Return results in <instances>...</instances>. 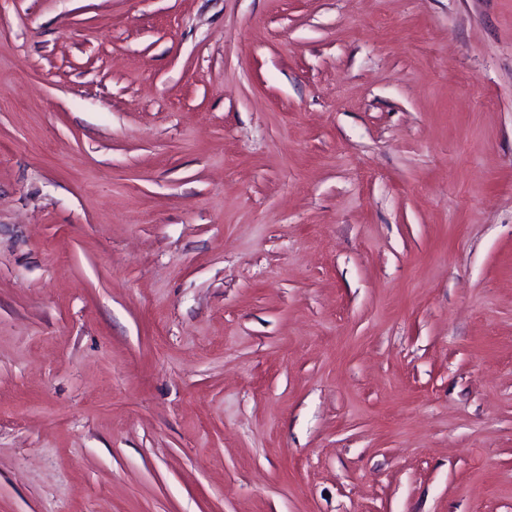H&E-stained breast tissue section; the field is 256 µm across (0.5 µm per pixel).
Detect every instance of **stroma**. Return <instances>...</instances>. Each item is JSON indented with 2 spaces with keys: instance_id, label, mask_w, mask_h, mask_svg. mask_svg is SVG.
Instances as JSON below:
<instances>
[{
  "instance_id": "35a3bbf8",
  "label": "stroma",
  "mask_w": 512,
  "mask_h": 512,
  "mask_svg": "<svg viewBox=\"0 0 512 512\" xmlns=\"http://www.w3.org/2000/svg\"><path fill=\"white\" fill-rule=\"evenodd\" d=\"M0 512H512V0H0Z\"/></svg>"
}]
</instances>
